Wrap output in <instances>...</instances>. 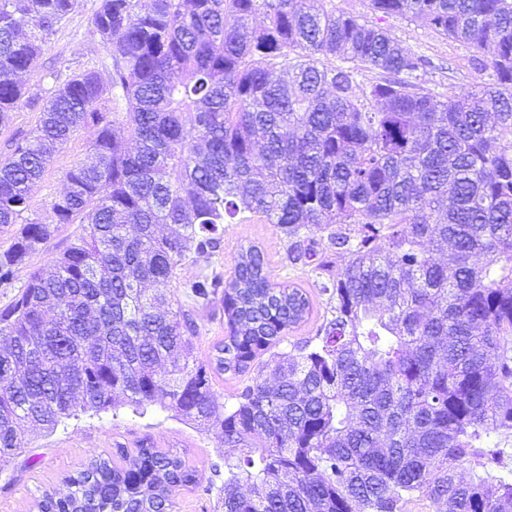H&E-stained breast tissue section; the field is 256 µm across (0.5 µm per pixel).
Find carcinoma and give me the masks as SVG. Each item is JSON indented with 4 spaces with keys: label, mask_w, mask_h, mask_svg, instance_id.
<instances>
[{
    "label": "carcinoma",
    "mask_w": 512,
    "mask_h": 512,
    "mask_svg": "<svg viewBox=\"0 0 512 512\" xmlns=\"http://www.w3.org/2000/svg\"><path fill=\"white\" fill-rule=\"evenodd\" d=\"M329 2L100 0L109 83L78 71L42 98L17 76L79 0H0V124L40 108L0 158V227L19 225L0 286L81 225L0 311V364L18 374L0 384V457L80 409L158 404L220 428L224 512H403L415 493L433 512H512L493 439L512 432V0H369L493 48L495 82L442 100L411 81L429 59ZM79 130L87 154L43 224L30 187ZM236 219L281 229L329 316L271 355L275 383L252 377L228 406L212 376L249 373L312 313L251 246L230 279L185 284L193 305L224 310L217 355H197L193 309L167 288ZM319 246L348 257L325 281ZM66 484L41 512H173L175 489L200 481L142 441ZM79 224H65L44 245L43 252L31 261L32 266H39L46 262L47 258L65 248L74 237L80 233Z\"/></svg>",
    "instance_id": "cac0c4a2"
}]
</instances>
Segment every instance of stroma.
<instances>
[{"label": "stroma", "instance_id": "35a3bbf8", "mask_svg": "<svg viewBox=\"0 0 512 512\" xmlns=\"http://www.w3.org/2000/svg\"><path fill=\"white\" fill-rule=\"evenodd\" d=\"M97 4L98 0H80L79 7L58 23L44 46L35 72L23 78L31 93L47 94L72 72L86 68L107 75L111 60L91 22ZM332 6L338 12L386 29L412 52L430 59V67L419 72L417 82L436 97H443L451 90L463 95L494 81L492 70L483 65L490 57L489 52L447 39L422 22L371 11L366 0H332ZM89 140V132L80 131L54 153L43 178L31 191V217L46 224L53 222L50 201L64 190L65 175L85 157ZM281 237L276 225L256 219L225 225L220 251L206 260L184 261L173 280L171 294L183 298L184 283L203 273L230 275L233 257L241 249L258 246L264 253L270 279L302 286L313 301L309 320L281 342V349H289L293 341L314 336L323 321L325 298L315 288L311 276L285 267ZM195 319L199 326L195 347L199 356L206 358L225 336L224 311L218 305L199 307L195 310ZM143 439L160 450L180 453L201 476V487L176 490L175 512H224L221 431L184 422L156 405L148 407L142 415L127 408L105 412L90 410L67 420L52 432L32 429L26 436L28 446L22 453L0 458V512H39L45 493L65 492V476L83 470L93 457L111 455L116 445L131 449Z\"/></svg>", "mask_w": 512, "mask_h": 512}]
</instances>
